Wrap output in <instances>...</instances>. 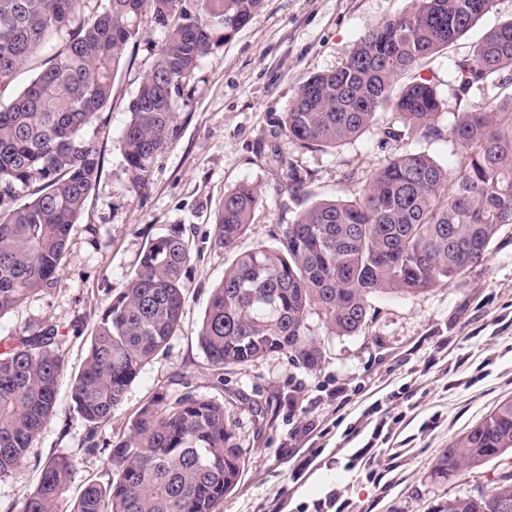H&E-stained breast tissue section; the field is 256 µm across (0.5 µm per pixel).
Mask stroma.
I'll use <instances>...</instances> for the list:
<instances>
[{
    "label": "stroma",
    "mask_w": 512,
    "mask_h": 512,
    "mask_svg": "<svg viewBox=\"0 0 512 512\" xmlns=\"http://www.w3.org/2000/svg\"><path fill=\"white\" fill-rule=\"evenodd\" d=\"M410 0H263L229 42L202 59L178 101L176 134L139 185L125 159L122 133L128 105L150 72L163 38L152 28L130 41L112 82V102L86 131L98 145L99 177L69 238L53 288L32 294L0 317V341L51 327L64 369L53 417L28 450L23 467L0 477V512H19L22 495L56 456L75 467L59 507L70 512L89 483L107 479L102 447L125 436L156 393L175 398L192 390L215 401L232 397L235 434L248 452L236 489L218 512H315L339 494L345 512H442L449 500L489 493L512 473V455L449 479L433 476L442 453L500 403L512 399V224L500 228L481 265L417 294L371 297L366 325L352 335L329 332L318 316L307 328L325 360L309 371L286 355L230 368L212 366L197 332L210 290L239 254L274 245L279 225L324 200L362 195L375 169L405 150L454 166L458 144L445 131L472 103L512 101V80L463 88L461 67L488 31L512 19V0L489 13L448 49L424 60L417 76L442 101L441 138L412 133L391 108L360 137L325 150L289 144L283 118L296 88L334 70L378 22ZM302 178L289 186L288 172ZM355 179H348L349 171ZM259 187L262 202L236 247L215 243L214 224L225 195L240 184ZM183 226L191 247L181 327L167 348L145 364L111 420L90 428L72 400L93 325L124 287L148 241ZM309 417V436L295 423ZM98 452H89L90 443Z\"/></svg>",
    "instance_id": "1"
}]
</instances>
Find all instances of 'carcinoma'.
Returning a JSON list of instances; mask_svg holds the SVG:
<instances>
[{"instance_id":"obj_1","label":"carcinoma","mask_w":512,"mask_h":512,"mask_svg":"<svg viewBox=\"0 0 512 512\" xmlns=\"http://www.w3.org/2000/svg\"><path fill=\"white\" fill-rule=\"evenodd\" d=\"M262 0H0V88L34 78L0 100V316L30 294L52 288L71 231L100 172L86 129L109 102L125 46L151 22L164 31L155 63L128 111L125 157L142 182L175 133L177 100L213 46L228 42ZM495 0H412L371 28L336 69L301 83L285 113L288 142L332 149L363 134L389 106L411 130L442 136L434 85L408 72L445 49L490 12ZM463 83L494 81L512 70V21L472 51ZM461 149L450 170L424 152L405 151L377 169L354 200L321 201L283 224L277 244L239 255L211 290L198 330L208 361L238 366L271 353L316 370L321 341L307 333L317 315L351 335L365 324L377 292L415 294L445 285L485 260L492 239L512 224V106L472 104L448 129ZM32 199L15 204L21 193ZM260 192L239 185L215 224L220 248L249 229ZM189 241L173 226L148 241L125 287L102 310L72 399L81 417L112 418L143 366L180 328ZM57 332L21 336L0 352V476L18 471L49 425L64 359ZM234 400L187 391L159 393L130 433L103 448L104 484L88 485L71 512H216L236 487L247 453L232 428ZM512 453V400L500 403L443 452L435 475L478 469ZM74 462L47 461L20 512H60ZM512 504L507 477L478 498H457L446 512H502Z\"/></svg>"}]
</instances>
